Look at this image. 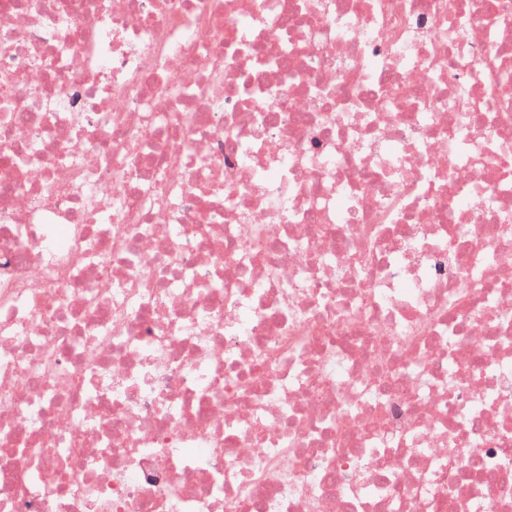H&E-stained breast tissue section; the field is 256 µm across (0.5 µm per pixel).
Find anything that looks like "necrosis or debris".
I'll list each match as a JSON object with an SVG mask.
<instances>
[{
  "label": "necrosis or debris",
  "mask_w": 512,
  "mask_h": 512,
  "mask_svg": "<svg viewBox=\"0 0 512 512\" xmlns=\"http://www.w3.org/2000/svg\"><path fill=\"white\" fill-rule=\"evenodd\" d=\"M5 74L0 512H512V0H0Z\"/></svg>",
  "instance_id": "4bbe7bcc"
}]
</instances>
